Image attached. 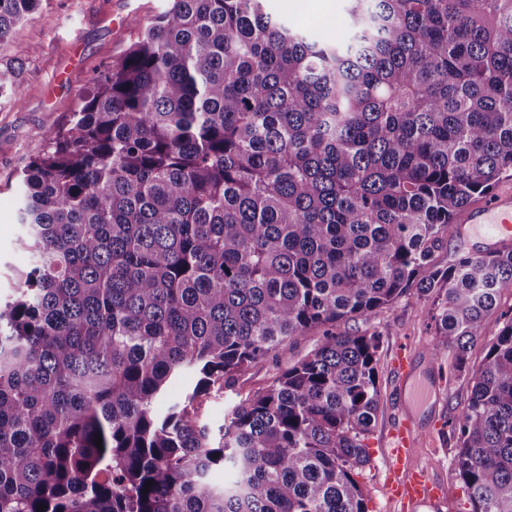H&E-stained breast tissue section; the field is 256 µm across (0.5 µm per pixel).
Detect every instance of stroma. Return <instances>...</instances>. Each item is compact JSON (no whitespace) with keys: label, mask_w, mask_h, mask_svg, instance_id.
Returning a JSON list of instances; mask_svg holds the SVG:
<instances>
[{"label":"stroma","mask_w":512,"mask_h":512,"mask_svg":"<svg viewBox=\"0 0 512 512\" xmlns=\"http://www.w3.org/2000/svg\"><path fill=\"white\" fill-rule=\"evenodd\" d=\"M167 0H43L41 8L22 21L9 41L0 45V71L11 73L12 94L0 97V297L12 293L15 271L30 262L20 246L23 229L16 219L17 177L30 160L42 153L47 142L65 124L95 78L111 69L137 36L123 26L128 15L149 22ZM272 15L295 21L302 28L339 40L349 31L345 0H267ZM435 305L431 299L409 291L370 318L339 322L342 335L376 333L380 336L377 371L382 405L368 438L370 459L359 469L369 512H392L386 486L384 435L396 418L392 358L405 348L419 355L420 369L432 392L416 414L426 425L415 459L433 478L445 481L456 492L451 512H471L456 468L457 425L466 410L471 379L481 366L489 344L502 326L490 316L485 334L472 344L467 362L456 367L453 353L432 360L437 341ZM278 368L265 361L240 376L234 390L215 392L203 403L200 420L218 431L224 415L241 396L268 385Z\"/></svg>","instance_id":"stroma-1"}]
</instances>
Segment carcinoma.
Instances as JSON below:
<instances>
[{"label": "carcinoma", "mask_w": 512, "mask_h": 512, "mask_svg": "<svg viewBox=\"0 0 512 512\" xmlns=\"http://www.w3.org/2000/svg\"><path fill=\"white\" fill-rule=\"evenodd\" d=\"M41 2L0 0V44ZM171 2L19 176L0 512H368L380 339L333 327L434 293L432 356L461 367L512 285V246L434 262L512 177V0H347L343 43L264 0ZM501 317L458 427L472 512H512ZM311 329L212 438L200 401Z\"/></svg>", "instance_id": "cac0c4a2"}]
</instances>
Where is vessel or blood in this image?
Listing matches in <instances>:
<instances>
[{"label":"vessel or blood","mask_w":512,"mask_h":512,"mask_svg":"<svg viewBox=\"0 0 512 512\" xmlns=\"http://www.w3.org/2000/svg\"><path fill=\"white\" fill-rule=\"evenodd\" d=\"M458 237L479 236L489 248L502 247L501 228L512 226V191L496 193L476 207L461 211ZM421 432L411 414L397 417L387 433L386 484L398 512H443L450 507L447 484L438 483L413 463Z\"/></svg>","instance_id":"vessel-or-blood-1"}]
</instances>
